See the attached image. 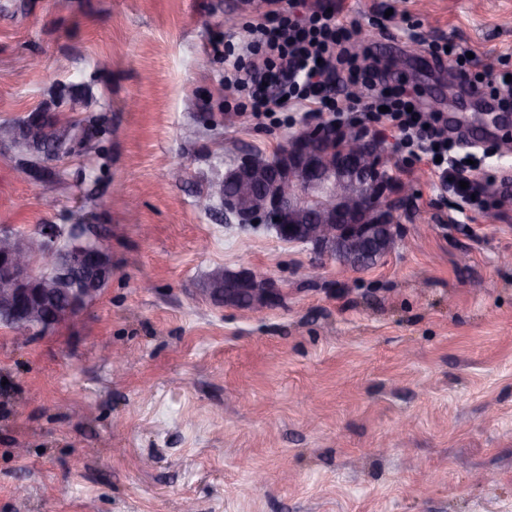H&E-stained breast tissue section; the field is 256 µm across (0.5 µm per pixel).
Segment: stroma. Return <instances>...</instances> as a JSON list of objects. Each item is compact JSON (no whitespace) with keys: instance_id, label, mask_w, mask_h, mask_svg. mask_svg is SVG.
<instances>
[{"instance_id":"1","label":"stroma","mask_w":512,"mask_h":512,"mask_svg":"<svg viewBox=\"0 0 512 512\" xmlns=\"http://www.w3.org/2000/svg\"><path fill=\"white\" fill-rule=\"evenodd\" d=\"M317 2L359 22L379 86L447 116L459 153L494 148L489 175L512 178L497 101L428 50L512 72V0ZM247 11L0 0V121L40 112L79 140L44 180L0 146V227L96 224L112 253L73 321L30 339L0 324V512H512V199L466 218L354 108L342 127L367 129L395 180L401 242L375 265L326 259L309 279L305 246L200 211L243 152L324 122L259 124L225 93L224 20ZM219 266L271 277L281 302L211 301Z\"/></svg>"}]
</instances>
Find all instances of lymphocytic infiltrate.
<instances>
[{
  "label": "lymphocytic infiltrate",
  "instance_id": "f902f5d3",
  "mask_svg": "<svg viewBox=\"0 0 512 512\" xmlns=\"http://www.w3.org/2000/svg\"><path fill=\"white\" fill-rule=\"evenodd\" d=\"M238 34L242 45L224 42V80L244 93L252 118L325 112L331 121H339L345 109L328 95L327 85L334 75H342L351 93L363 100L369 121L392 127L398 148L435 166L441 177L464 182L457 192L462 207L485 212L481 167L456 154L442 114L415 111L411 94L403 89L391 91L386 111L373 106L376 74L352 50L358 34L355 21L338 19L323 7H299L296 0H264L263 9Z\"/></svg>",
  "mask_w": 512,
  "mask_h": 512
}]
</instances>
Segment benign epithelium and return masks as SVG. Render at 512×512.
<instances>
[{
	"label": "benign epithelium",
	"instance_id": "benign-epithelium-1",
	"mask_svg": "<svg viewBox=\"0 0 512 512\" xmlns=\"http://www.w3.org/2000/svg\"><path fill=\"white\" fill-rule=\"evenodd\" d=\"M224 217L271 223L277 238L347 268L378 260L398 242L382 200L390 186L362 129L318 126L289 138L275 160L234 164L220 178ZM104 237L90 224H43L36 236L0 237V309L28 336L69 321L101 292L112 270ZM208 293L217 303L263 311L280 300L274 280L223 269Z\"/></svg>",
	"mask_w": 512,
	"mask_h": 512
}]
</instances>
